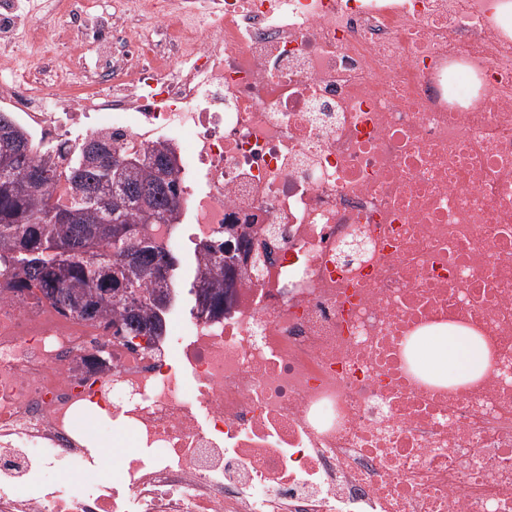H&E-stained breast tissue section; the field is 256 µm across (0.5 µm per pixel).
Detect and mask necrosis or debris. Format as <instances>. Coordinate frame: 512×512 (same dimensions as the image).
Segmentation results:
<instances>
[{
	"instance_id": "1",
	"label": "necrosis or debris",
	"mask_w": 512,
	"mask_h": 512,
	"mask_svg": "<svg viewBox=\"0 0 512 512\" xmlns=\"http://www.w3.org/2000/svg\"><path fill=\"white\" fill-rule=\"evenodd\" d=\"M44 2L0 0V71L32 63L0 110L48 141L169 144L195 242L246 224L254 258L223 312L148 348L0 278V512H512L490 0ZM437 325L484 337L481 379L411 368Z\"/></svg>"
}]
</instances>
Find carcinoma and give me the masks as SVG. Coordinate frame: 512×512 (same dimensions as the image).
Wrapping results in <instances>:
<instances>
[{
  "label": "carcinoma",
  "mask_w": 512,
  "mask_h": 512,
  "mask_svg": "<svg viewBox=\"0 0 512 512\" xmlns=\"http://www.w3.org/2000/svg\"><path fill=\"white\" fill-rule=\"evenodd\" d=\"M34 153L32 133L0 112V274L82 321L116 313L115 336L164 335L166 287L179 259L145 225L179 223L172 148L157 143L118 154L102 136L75 145L63 169L48 151L38 159ZM118 156L140 164L108 179L104 169ZM248 244L245 231L233 245L219 235L207 242L199 305L224 309V283L234 278L238 251Z\"/></svg>",
  "instance_id": "cac0c4a2"
}]
</instances>
